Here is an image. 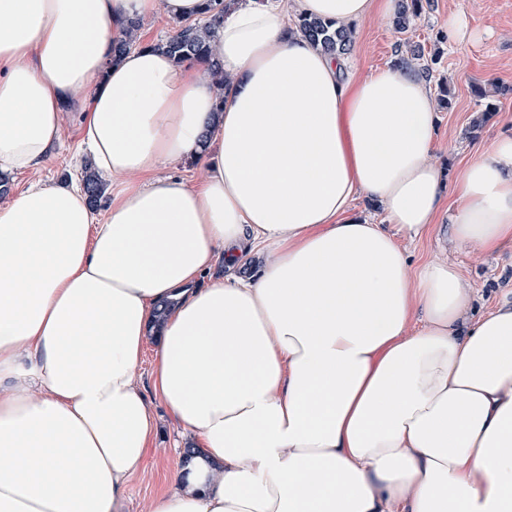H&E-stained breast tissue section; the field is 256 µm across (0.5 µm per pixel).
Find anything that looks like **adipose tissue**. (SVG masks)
<instances>
[{
	"label": "adipose tissue",
	"instance_id": "1",
	"mask_svg": "<svg viewBox=\"0 0 512 512\" xmlns=\"http://www.w3.org/2000/svg\"><path fill=\"white\" fill-rule=\"evenodd\" d=\"M397 2L225 0L219 98L206 63L113 52L202 0H0V173L45 164L68 107L111 181L100 212L63 183L0 207V512H125L157 399L190 450L151 512H512V298L470 317L458 267L400 243L442 210L435 101L288 17ZM188 157L202 183L160 174ZM453 191L459 245L511 242L512 138Z\"/></svg>",
	"mask_w": 512,
	"mask_h": 512
}]
</instances>
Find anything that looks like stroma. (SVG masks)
<instances>
[{"label":"stroma","mask_w":512,"mask_h":512,"mask_svg":"<svg viewBox=\"0 0 512 512\" xmlns=\"http://www.w3.org/2000/svg\"><path fill=\"white\" fill-rule=\"evenodd\" d=\"M461 14L475 33L473 40H446L450 16ZM356 34L347 56V76H366L390 66L397 42L406 40L425 51L440 48L435 67L437 78L447 79L452 94L450 108L440 110L432 160L443 172L445 186H452L465 165L478 153L503 137H512V92L502 96L498 87L512 89V0H430L407 33H396L392 21L370 15L354 24ZM496 104L480 127L471 122L486 103ZM78 118L71 111L62 115V138L52 159L42 168L18 175L30 183L63 179L77 182L89 158L80 146ZM445 222L415 239H402L412 265L431 260L455 263L468 287L474 288V312L492 308L498 298L512 290V243L492 255L459 246L445 235ZM158 432L144 473L132 478L129 512H149L153 498L163 490L176 462V444L182 436L163 404H156Z\"/></svg>","instance_id":"1"}]
</instances>
